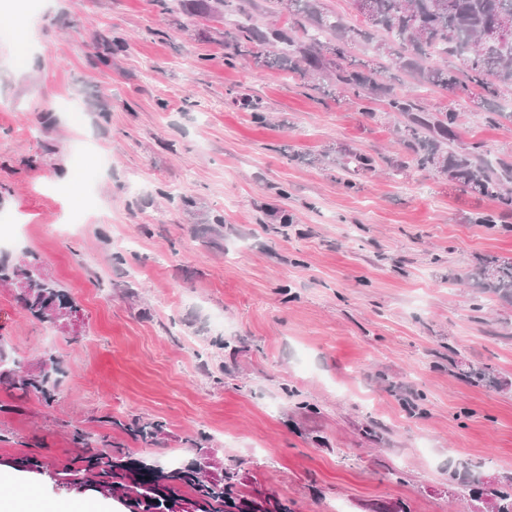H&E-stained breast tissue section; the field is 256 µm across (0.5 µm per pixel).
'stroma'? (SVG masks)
<instances>
[{"label":"stroma","instance_id":"obj_1","mask_svg":"<svg viewBox=\"0 0 512 512\" xmlns=\"http://www.w3.org/2000/svg\"><path fill=\"white\" fill-rule=\"evenodd\" d=\"M22 21L37 44L18 67ZM234 23L179 0H0V254H37L80 307L42 322L0 285L9 359L60 367L49 406L0 386V496L138 512L136 472L71 483L79 427L168 474L163 512H206L173 477L194 462L237 467L243 512H467L512 481V305L464 281L512 257V213L475 223L496 205L390 170L405 150L382 100L237 54ZM384 81L512 161V88L481 105ZM341 149L374 170L343 183ZM113 416L163 423L162 444Z\"/></svg>","mask_w":512,"mask_h":512}]
</instances>
